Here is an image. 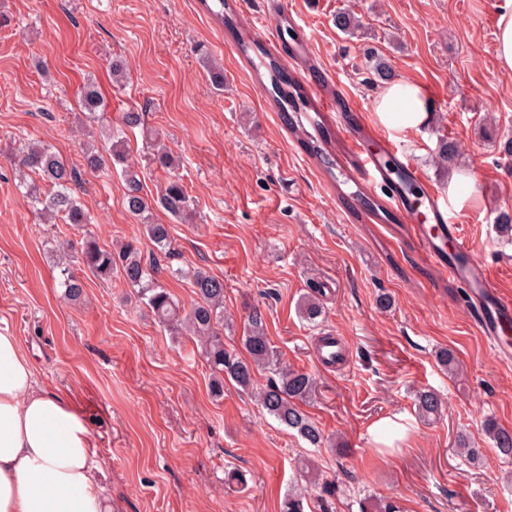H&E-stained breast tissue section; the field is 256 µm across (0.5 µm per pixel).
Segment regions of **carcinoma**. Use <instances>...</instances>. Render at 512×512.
<instances>
[{"instance_id":"cac0c4a2","label":"carcinoma","mask_w":512,"mask_h":512,"mask_svg":"<svg viewBox=\"0 0 512 512\" xmlns=\"http://www.w3.org/2000/svg\"><path fill=\"white\" fill-rule=\"evenodd\" d=\"M220 9L213 12L215 18L229 28L239 50L250 56L255 49L256 61L253 68L258 77L268 75L272 101L287 124L291 134L299 141L308 134L306 125H311L321 135V141L307 145L312 156L323 163L336 185L352 182L349 175L341 177L334 172L336 162L331 157L333 142L325 127L323 115L317 108L315 100L304 85L284 71L279 60L265 53L245 29H238L229 0H218ZM336 28L348 35H354L361 23L356 14L341 9L334 16ZM369 70L376 81L385 84L395 78L394 71L384 56L375 52L369 55ZM82 105L88 112L90 121L98 119L101 106L99 92L94 83H87L82 91ZM102 137L112 140L109 157H104L93 147L82 149L84 166L91 172H97L108 164L122 166L121 177L124 182V203L132 216L142 219L152 207L164 209L175 218L187 219L194 210L193 200L185 186L178 178L171 179L157 196L150 198L143 194V187L136 169L127 164L124 140L112 132V127L101 125ZM458 153L456 142L446 137L440 138L435 151V163L446 168L454 161ZM17 165L35 175V178L20 180L19 187L24 189L22 197L27 204L39 214L49 218H62L65 224L85 228L78 244L71 242L67 246L73 251L70 263L61 269L59 286L64 288V296L71 301H78L84 292V281L77 268L85 267L92 274L110 280L116 275L130 288L138 298L151 310L159 324L175 335H188L200 347V355L211 371L210 392L213 398L224 397V383H235L245 391H256L260 406L280 424L295 431L311 446L319 448L323 444V434L303 406L310 404L316 396L317 383L311 374L291 368L282 361L279 351L271 344L267 336L263 314L258 307L249 310L243 323L241 344L246 356L240 357L235 352L224 348V280L219 279L202 268H169L171 276L188 281L196 296L190 308L182 307L155 276V256L162 255L175 259L178 252L167 224H145L144 234L152 246L149 255H144L137 240H128L114 249L103 244L95 234L87 229L91 224L90 215L85 212L79 201L72 195L71 185L77 181L76 169L70 167L48 144H29L18 148ZM388 170L395 174L397 182L393 185L402 197L419 196L422 188L411 180L400 168L387 163ZM349 197L362 202L371 213L387 224L399 223L397 215L389 211L381 202L364 198L361 188L349 193ZM300 317L309 322L323 314L319 299L305 295L298 304ZM439 363L448 373L457 376L461 373L458 359L452 350L443 348L438 352ZM266 370L274 378L256 388L255 373ZM418 415L425 420H434L441 416L443 401L433 391H421L415 397ZM483 431L491 441L494 452L505 458H512V430L499 425L493 419H487ZM458 455L470 463L484 459V449L474 437L466 432L457 435L455 442ZM296 481L314 492L319 512H329V501L336 497V483L321 477L319 465L307 457L296 463ZM306 494L299 486H294L285 496L281 512H305ZM361 512H399L395 502L386 497L364 499Z\"/></svg>"}]
</instances>
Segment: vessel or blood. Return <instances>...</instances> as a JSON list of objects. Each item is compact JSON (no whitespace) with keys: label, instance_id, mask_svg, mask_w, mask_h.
I'll list each match as a JSON object with an SVG mask.
<instances>
[{"label":"vessel or blood","instance_id":"1","mask_svg":"<svg viewBox=\"0 0 512 512\" xmlns=\"http://www.w3.org/2000/svg\"><path fill=\"white\" fill-rule=\"evenodd\" d=\"M438 235L425 228L417 209L407 208L406 220L413 224L418 243L429 259L447 270L454 282L465 288L475 313L474 327L499 359L512 363V298L505 296L494 282L488 267L469 253L461 227L437 204H430Z\"/></svg>","mask_w":512,"mask_h":512}]
</instances>
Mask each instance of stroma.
<instances>
[{"label":"stroma","instance_id":"stroma-1","mask_svg":"<svg viewBox=\"0 0 512 512\" xmlns=\"http://www.w3.org/2000/svg\"><path fill=\"white\" fill-rule=\"evenodd\" d=\"M238 21L279 57L315 99H331L326 126L336 168L396 214L390 184L363 179L346 146L391 147L415 166L424 190L456 216L469 249L512 297V244L497 213L512 206V74L500 71L495 32L512 0H231ZM356 12L355 36L336 29V10ZM384 55L395 77L431 102L418 128L383 125L364 48ZM127 64L123 82L112 62ZM224 68L215 90L206 63ZM94 81L108 122L144 114L126 131L144 190L169 175L184 182L196 214L182 223L161 209L181 266L224 281V345L240 349L250 307L262 310L283 359L313 375L307 412L328 442L310 447L245 392L222 400L195 342L156 323L119 281L85 274L75 303L62 297L55 225L41 223L18 190L12 149L43 142L80 168L90 123L79 92ZM493 124L495 139H483ZM458 143L470 197L448 196V174L431 162L440 137ZM160 139L173 171L151 160ZM75 196L104 243L144 236L123 202L119 171L81 172ZM324 305L318 326L297 302ZM389 295L392 306L378 305ZM0 329L18 337L37 385L82 410L99 488L112 512H280L298 458L314 457L339 494L333 512H359L366 497H390L402 512H512V460L487 451L471 464L454 452L458 432L485 418L512 428V365L474 328L464 291L427 258L412 224H384L334 182L289 133L231 36L199 0H0ZM336 337L348 361L325 367L314 348ZM454 350L464 377L450 378L439 349ZM430 389L445 402L437 420L415 413ZM238 470L246 485L230 487Z\"/></svg>","mask_w":512,"mask_h":512}]
</instances>
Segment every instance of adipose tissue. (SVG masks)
<instances>
[{
    "mask_svg": "<svg viewBox=\"0 0 512 512\" xmlns=\"http://www.w3.org/2000/svg\"><path fill=\"white\" fill-rule=\"evenodd\" d=\"M375 110L389 127L417 128L429 101L415 83L395 81ZM93 455L79 408L37 390L17 336L0 331V512H106Z\"/></svg>",
    "mask_w": 512,
    "mask_h": 512,
    "instance_id": "adipose-tissue-1",
    "label": "adipose tissue"
}]
</instances>
